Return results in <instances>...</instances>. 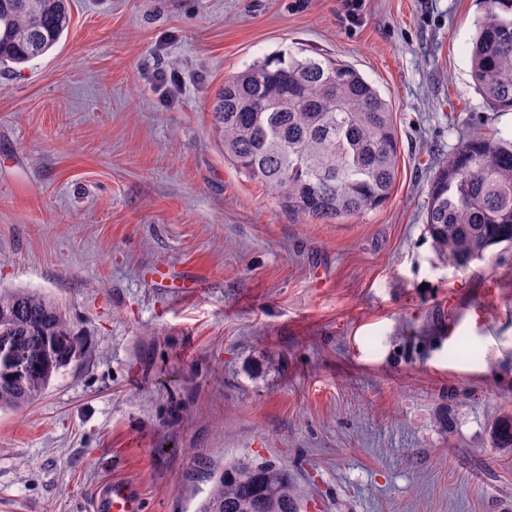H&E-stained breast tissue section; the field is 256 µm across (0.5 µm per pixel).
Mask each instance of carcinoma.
<instances>
[{
    "instance_id": "carcinoma-1",
    "label": "carcinoma",
    "mask_w": 512,
    "mask_h": 512,
    "mask_svg": "<svg viewBox=\"0 0 512 512\" xmlns=\"http://www.w3.org/2000/svg\"><path fill=\"white\" fill-rule=\"evenodd\" d=\"M69 0H0V64H24L54 48L70 26ZM491 8L471 42V75L486 103L512 110V0ZM212 128L224 160L272 192L289 213L327 223L387 201L398 175L393 105L353 66L279 53L224 81ZM427 231L459 266L512 244V142L467 139L438 168ZM0 340L28 367L15 379L0 358V410L31 404L62 370L80 362L73 325L29 289H0ZM512 447V420L492 431ZM197 512H302L288 469L237 460L210 472Z\"/></svg>"
}]
</instances>
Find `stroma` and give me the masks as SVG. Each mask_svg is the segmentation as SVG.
Returning a JSON list of instances; mask_svg holds the SVG:
<instances>
[{
  "label": "stroma",
  "mask_w": 512,
  "mask_h": 512,
  "mask_svg": "<svg viewBox=\"0 0 512 512\" xmlns=\"http://www.w3.org/2000/svg\"><path fill=\"white\" fill-rule=\"evenodd\" d=\"M487 0H70L0 68V287L66 309L84 357L0 411V512H195L215 466L287 468L303 512H512V247L465 266L425 213L439 164L512 112L471 78ZM279 52L353 65L394 106L397 181L326 224L224 160L211 106ZM178 74L170 89L166 79ZM93 512H141V503L126 484L112 481L97 494Z\"/></svg>",
  "instance_id": "stroma-1"
}]
</instances>
